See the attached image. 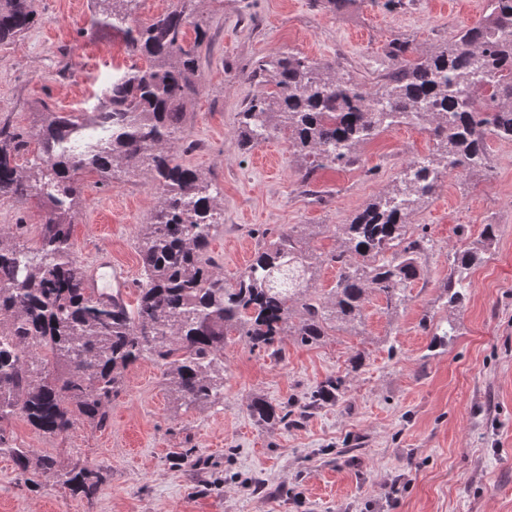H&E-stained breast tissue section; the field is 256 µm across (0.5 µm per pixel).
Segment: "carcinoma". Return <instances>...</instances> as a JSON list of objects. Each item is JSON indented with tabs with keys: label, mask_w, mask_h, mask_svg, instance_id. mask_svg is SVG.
Returning a JSON list of instances; mask_svg holds the SVG:
<instances>
[{
	"label": "carcinoma",
	"mask_w": 512,
	"mask_h": 512,
	"mask_svg": "<svg viewBox=\"0 0 512 512\" xmlns=\"http://www.w3.org/2000/svg\"><path fill=\"white\" fill-rule=\"evenodd\" d=\"M101 29L127 31L128 54L144 62L112 80L100 107L79 118L46 112L35 132L40 153L29 174L16 155L27 148L21 134L0 125V200H38L45 211L36 246L15 244L26 225L0 227V455L12 458L26 485L44 477L94 497L103 475L85 464L62 471L53 458H31L8 431L20 415L50 437L79 420L104 428L105 406L122 391L125 371L142 359L163 368L176 400L186 407L217 404L224 396V340L242 336L253 350L281 357L278 342L291 331L315 345L328 330L361 319L369 295L389 308L408 301L430 248L424 236L407 235V219L431 197L448 159L470 171L486 164L485 139L512 141V0H488L482 27L489 39L478 48L465 27L447 47L410 59L412 49L393 47L395 72L372 93L305 56L288 54L259 66L265 89L238 112L241 145L283 133L288 149L309 161L308 182L318 168H340L356 159L357 147L401 123L414 121L437 149L406 167L395 192L381 197L343 227L342 249L330 258L338 267L326 300L306 295L312 256L293 232H281L256 252L231 285L206 257L221 220L213 185L180 164L172 153L181 133L183 102L197 94V46L184 44L195 25L196 42L207 32L194 24V0L143 26H132L139 0H93ZM31 0H0V45L31 29ZM157 175L158 208L139 237L142 261L135 305L120 291L112 300L95 295L86 266L72 242V214L83 197L81 176L110 182L120 169ZM486 224L473 247L448 255L445 306L466 300V273L483 259L496 238ZM456 336L449 320L436 326L432 343ZM342 382L328 378L308 406L338 399ZM261 425L288 424V410L262 398L249 404Z\"/></svg>",
	"instance_id": "carcinoma-1"
}]
</instances>
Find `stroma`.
<instances>
[{
	"label": "stroma",
	"mask_w": 512,
	"mask_h": 512,
	"mask_svg": "<svg viewBox=\"0 0 512 512\" xmlns=\"http://www.w3.org/2000/svg\"><path fill=\"white\" fill-rule=\"evenodd\" d=\"M33 8L35 27L0 47V123L29 141L16 159L23 171L38 152L40 113L94 110L113 74L132 63L120 38L93 33L90 0H33ZM196 13L207 31L198 43L199 92L183 105L174 154L217 187L224 222L209 254L231 283L272 236L307 225L305 246L321 259L312 286L326 298L336 284L328 258L342 243L339 226L392 193L408 160L435 143L421 127L401 125L361 144L356 164L303 183L305 163L285 137L249 150L238 143L237 114L261 89L255 71L300 54L371 88L393 70L392 41L425 56L482 23L487 2L198 0ZM486 155L485 169L440 178L409 216V235H426L431 248L404 306L369 296L356 329L331 330L316 345L282 336L277 360L227 337L216 405L181 406L161 369L143 359L126 371L105 428L79 422L49 438L16 417L12 434L35 455L68 469L95 463L106 480L89 499L51 481L27 487L0 455V512H512V142L487 136ZM82 182L75 250L84 261L111 252L136 298L137 238L158 206L153 179L135 172L105 185L89 172ZM42 222L37 201H0V225H26L25 244L38 241ZM487 224L498 234L470 271L465 303L445 307L449 251L471 246ZM446 318L457 335L431 348ZM329 378L342 380L341 398L294 424L261 426L247 410L260 396L298 411ZM184 448L206 466L177 463Z\"/></svg>",
	"instance_id": "obj_1"
}]
</instances>
